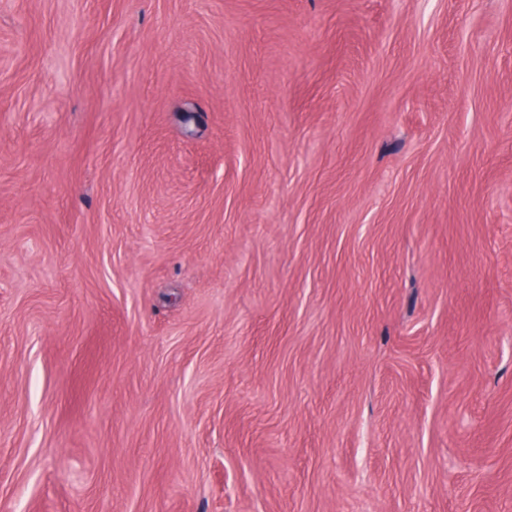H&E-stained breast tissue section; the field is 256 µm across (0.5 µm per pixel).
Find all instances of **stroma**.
Here are the masks:
<instances>
[{
  "mask_svg": "<svg viewBox=\"0 0 512 512\" xmlns=\"http://www.w3.org/2000/svg\"><path fill=\"white\" fill-rule=\"evenodd\" d=\"M0 512H512V0H0Z\"/></svg>",
  "mask_w": 512,
  "mask_h": 512,
  "instance_id": "35a3bbf8",
  "label": "stroma"
}]
</instances>
